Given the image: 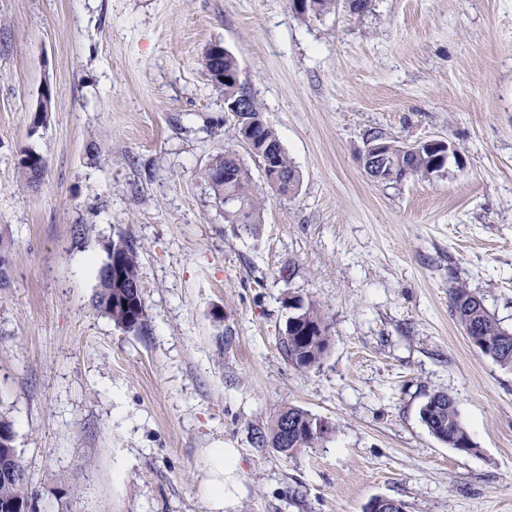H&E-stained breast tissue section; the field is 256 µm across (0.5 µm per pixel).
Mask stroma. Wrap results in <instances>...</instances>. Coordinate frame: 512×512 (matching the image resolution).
<instances>
[{
    "label": "stroma",
    "instance_id": "35a3bbf8",
    "mask_svg": "<svg viewBox=\"0 0 512 512\" xmlns=\"http://www.w3.org/2000/svg\"><path fill=\"white\" fill-rule=\"evenodd\" d=\"M214 43L301 175L253 234L201 177L231 147L262 178L202 65ZM373 131L458 157L377 183ZM27 148L48 163L37 185ZM120 237L138 253L136 332L95 305ZM0 240V419L33 512H209L223 446L240 453L224 512H512V368L470 342L448 292L464 283L512 331V0L319 19L289 0H0ZM291 296L330 324L307 369L282 350ZM438 391L474 453L421 421ZM286 406L331 434L291 458L255 447ZM19 165L28 183L37 182L40 176L44 175L46 170L44 157L30 148L22 152Z\"/></svg>",
    "mask_w": 512,
    "mask_h": 512
}]
</instances>
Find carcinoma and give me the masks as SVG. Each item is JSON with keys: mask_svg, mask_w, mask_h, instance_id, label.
Masks as SVG:
<instances>
[{"mask_svg": "<svg viewBox=\"0 0 512 512\" xmlns=\"http://www.w3.org/2000/svg\"><path fill=\"white\" fill-rule=\"evenodd\" d=\"M339 7L338 0H310V16L324 17ZM224 70L229 81L213 80L216 87L224 91V97L236 99L246 96L238 82L232 80L237 69L235 54H227L216 64ZM250 110L239 112L232 118L235 137L249 142L254 157L270 171L288 177L289 185H280L265 180L266 187L280 194L294 192L300 184V173L290 161L275 130L267 124L254 102ZM367 142L382 146L389 155L395 172L394 181L406 176L426 178L438 172L446 158L445 149H426L419 153L402 151V143L383 134H373ZM25 179L35 183L46 170V161L33 149H26L19 159ZM221 200L232 198L238 208L224 209V221L234 224L252 234L263 222L265 194L241 161L237 150L224 149L216 155L201 172ZM112 260V280H100L96 294V306L112 322L126 332H134L143 326L145 302L141 289L133 287L138 281V255L133 244L118 237L109 249ZM449 295L456 320L464 329L469 340L479 351L504 367H512V332L502 328L487 311L483 300L463 284L449 289ZM292 314L285 324L282 346L288 362L299 368H310L320 363L330 345V326L321 307L304 303L300 299L288 298ZM420 418L428 431L439 441L448 444L461 454H470L475 445L459 420L453 399L444 392L431 395L420 409ZM290 427L288 439L280 442L283 426ZM331 433L328 422L309 412L293 406L281 410L266 432H258L256 443L268 446L276 452L292 457L305 448L314 447ZM11 424L0 422V512H25L32 507L33 495L29 490L24 468L11 447L13 443Z\"/></svg>", "mask_w": 512, "mask_h": 512, "instance_id": "1", "label": "carcinoma"}]
</instances>
